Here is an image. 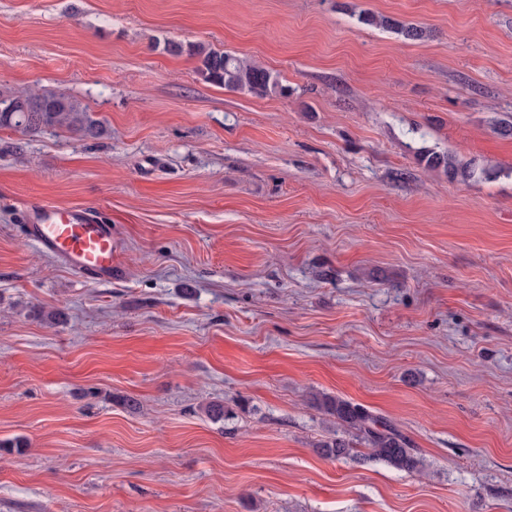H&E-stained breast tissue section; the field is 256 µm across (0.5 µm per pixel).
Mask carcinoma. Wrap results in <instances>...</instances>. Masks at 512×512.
Listing matches in <instances>:
<instances>
[{
    "instance_id": "carcinoma-1",
    "label": "carcinoma",
    "mask_w": 512,
    "mask_h": 512,
    "mask_svg": "<svg viewBox=\"0 0 512 512\" xmlns=\"http://www.w3.org/2000/svg\"><path fill=\"white\" fill-rule=\"evenodd\" d=\"M359 21L393 32L407 41H423L430 36L423 26L406 24L373 12L360 13ZM165 50L172 55L186 52L196 57L199 62L196 72L205 82L255 97L288 94V87L281 83L278 75L228 52L201 43L185 46L177 42L166 43ZM0 128H10L24 136L55 128H65L82 137H97L104 132L103 122L79 99L55 92L25 95L1 92ZM419 161L432 169H444L450 180L489 176L486 170L477 169L456 154L427 150L419 154ZM313 403L335 417L336 423L347 433L345 437L336 436L321 444L318 448L320 455L338 460L351 455L354 445L363 444L372 458L396 469L413 472L422 468V458L411 447L410 439L386 419L360 404L324 393L313 395Z\"/></svg>"
}]
</instances>
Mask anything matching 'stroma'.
<instances>
[{"instance_id": "35a3bbf8", "label": "stroma", "mask_w": 512, "mask_h": 512, "mask_svg": "<svg viewBox=\"0 0 512 512\" xmlns=\"http://www.w3.org/2000/svg\"><path fill=\"white\" fill-rule=\"evenodd\" d=\"M168 41L289 93L204 82ZM0 90L107 127L0 129V512H512V0H0ZM31 201L111 224L112 281L27 240ZM315 392L424 470L322 457ZM363 24L393 32L407 41H423L430 36V32L417 24H406L389 16L362 12L358 17ZM172 55L187 52L198 59L197 74L205 82L225 89L246 92L255 97L269 94L288 95V86L279 80L278 75L253 62L239 58L228 52L215 50L204 44L167 42L164 48ZM418 160L432 169L442 167L450 180H468L475 178L477 175L485 177L490 175L485 169L479 171L472 162L464 161L457 154H444L426 150L420 152Z\"/></svg>"}]
</instances>
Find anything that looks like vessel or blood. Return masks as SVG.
<instances>
[{"mask_svg": "<svg viewBox=\"0 0 512 512\" xmlns=\"http://www.w3.org/2000/svg\"><path fill=\"white\" fill-rule=\"evenodd\" d=\"M26 235L44 253L60 258L77 275L111 281L114 246L110 224L83 208L27 203Z\"/></svg>", "mask_w": 512, "mask_h": 512, "instance_id": "1", "label": "vessel or blood"}]
</instances>
